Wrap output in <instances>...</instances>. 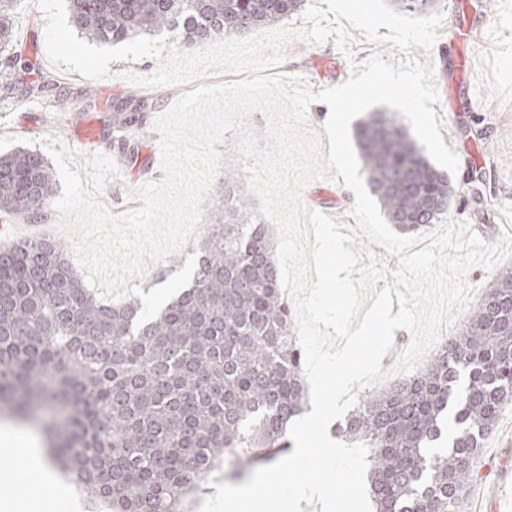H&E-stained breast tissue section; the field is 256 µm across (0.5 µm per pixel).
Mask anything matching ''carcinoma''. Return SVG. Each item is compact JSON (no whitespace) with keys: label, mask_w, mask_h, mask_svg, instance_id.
<instances>
[{"label":"carcinoma","mask_w":512,"mask_h":512,"mask_svg":"<svg viewBox=\"0 0 512 512\" xmlns=\"http://www.w3.org/2000/svg\"><path fill=\"white\" fill-rule=\"evenodd\" d=\"M17 0H0V92L33 70L9 52ZM85 36L121 43L172 32L200 47L297 12L302 0H69ZM131 96L110 106L126 133ZM363 170L388 223L408 233L448 215L460 191L430 165L394 113L356 130ZM54 191L46 159L0 156V214L41 219ZM197 245L189 287L136 326L142 306L97 298L57 241L0 250V413L41 419L52 461L110 512H184L234 460L241 478L263 448L292 447L304 412L303 353L283 297L273 239L250 222L234 176ZM512 405V267L500 270L421 372L362 396L338 437L368 448L375 512H464L484 441Z\"/></svg>","instance_id":"carcinoma-1"}]
</instances>
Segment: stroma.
Wrapping results in <instances>:
<instances>
[{
    "label": "stroma",
    "instance_id": "stroma-1",
    "mask_svg": "<svg viewBox=\"0 0 512 512\" xmlns=\"http://www.w3.org/2000/svg\"><path fill=\"white\" fill-rule=\"evenodd\" d=\"M434 12L443 16L431 51L412 48L421 62H436L435 83L442 107L437 117L455 134L453 149L459 170L452 181L461 193L449 219L468 222L490 244L512 234V0H436ZM45 16L33 0H23L14 15V49L31 55L36 69L52 80L42 98H26L16 89L0 99V135L27 139L59 137L80 154L101 152L117 163L120 179L108 183L103 200L112 213L134 209L130 190L162 180L159 133L155 117L183 93L180 85L142 87L122 79V72L151 73L156 62L121 61L110 65L111 77L93 80L78 73L55 70L44 41ZM346 57L333 41L311 43L297 38L282 50V73L303 78L312 91L333 87L352 74V64L373 53L397 61L402 54L386 41L362 39ZM140 95L149 105L134 131H112L109 103ZM302 199L314 210L328 206L350 211L355 197L343 185L320 180L308 185ZM10 423L0 420V495L21 494L34 475H41L44 502L40 512H85L82 495L57 470L40 469L36 455L5 451ZM479 477L468 490L467 512H512V408L501 416L478 463Z\"/></svg>",
    "mask_w": 512,
    "mask_h": 512
}]
</instances>
